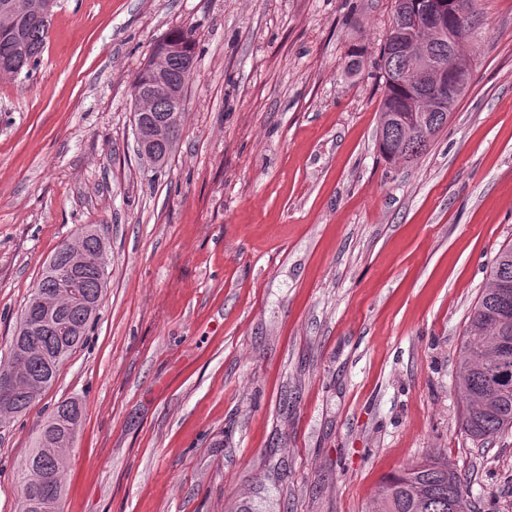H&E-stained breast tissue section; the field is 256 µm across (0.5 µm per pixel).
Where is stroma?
<instances>
[{"instance_id":"obj_1","label":"stroma","mask_w":512,"mask_h":512,"mask_svg":"<svg viewBox=\"0 0 512 512\" xmlns=\"http://www.w3.org/2000/svg\"><path fill=\"white\" fill-rule=\"evenodd\" d=\"M392 2L58 0L42 58L0 77V360L62 242L96 226L110 278L84 344L0 427V512L68 398L61 512H375L425 457L477 512H512V431L474 444L454 391L512 244V0H481L471 84L404 165L377 141ZM176 28L198 59L157 171L131 89Z\"/></svg>"}]
</instances>
